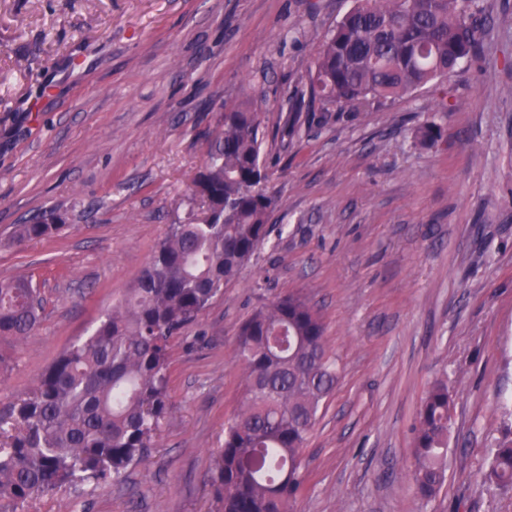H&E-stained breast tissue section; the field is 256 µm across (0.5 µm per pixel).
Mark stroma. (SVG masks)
Returning <instances> with one entry per match:
<instances>
[{"instance_id":"obj_1","label":"stroma","mask_w":512,"mask_h":512,"mask_svg":"<svg viewBox=\"0 0 512 512\" xmlns=\"http://www.w3.org/2000/svg\"><path fill=\"white\" fill-rule=\"evenodd\" d=\"M351 6L0 0V278L30 274L44 297L39 326L0 341V405L86 340L186 222L225 105L257 108L276 199L240 276L174 337L143 461L30 512H215L211 453L243 395L237 337L291 293L320 315L338 372L292 512H512V492L483 479L512 423V0H479L480 51L447 78L325 107L310 75ZM49 210L65 231L14 241ZM438 378L454 400L447 482L423 502L413 426Z\"/></svg>"}]
</instances>
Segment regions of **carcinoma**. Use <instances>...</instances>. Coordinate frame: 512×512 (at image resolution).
<instances>
[{
    "label": "carcinoma",
    "instance_id": "carcinoma-1",
    "mask_svg": "<svg viewBox=\"0 0 512 512\" xmlns=\"http://www.w3.org/2000/svg\"><path fill=\"white\" fill-rule=\"evenodd\" d=\"M477 0H354L318 52L312 91L332 105L408 93L478 52ZM258 112L224 106V127L194 181L204 210L169 225L133 287L95 332L62 351L20 398L0 408V501L32 505L65 485L120 480L144 459L168 411L170 339L237 278L268 235L273 198ZM53 212L17 225L18 241L62 228ZM42 300L26 276L0 280V340L35 328ZM237 360L242 406L213 453L217 512H288L306 480L307 436L337 382L318 313L290 294L243 325ZM453 401L442 381L427 390L414 427L411 479L420 500L446 480ZM485 480L512 491V427L491 449Z\"/></svg>",
    "mask_w": 512,
    "mask_h": 512
}]
</instances>
